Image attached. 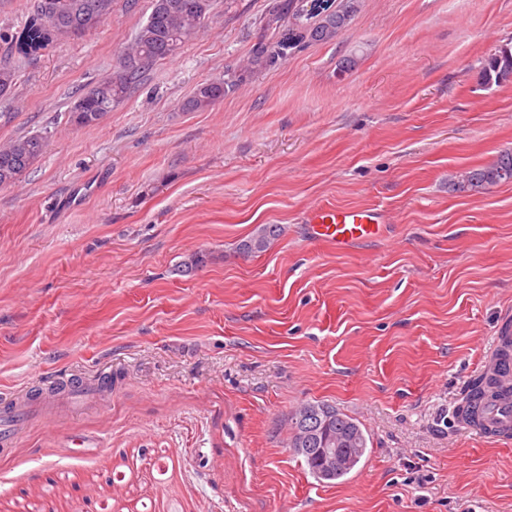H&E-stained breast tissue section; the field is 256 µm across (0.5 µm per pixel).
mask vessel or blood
Returning <instances> with one entry per match:
<instances>
[{
    "instance_id": "vessel-or-blood-1",
    "label": "vessel or blood",
    "mask_w": 512,
    "mask_h": 512,
    "mask_svg": "<svg viewBox=\"0 0 512 512\" xmlns=\"http://www.w3.org/2000/svg\"><path fill=\"white\" fill-rule=\"evenodd\" d=\"M313 238L332 242L337 250L346 251L359 243L381 238L386 218L373 208L313 209L308 217ZM480 375L512 378V312L502 313L491 343L478 365ZM33 400L28 396L15 398L0 407V444L9 442L11 428L25 415ZM459 421L477 437L496 441L512 437V396L482 402L474 411L460 413Z\"/></svg>"
}]
</instances>
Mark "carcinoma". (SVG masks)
<instances>
[{"instance_id":"obj_1","label":"carcinoma","mask_w":512,"mask_h":512,"mask_svg":"<svg viewBox=\"0 0 512 512\" xmlns=\"http://www.w3.org/2000/svg\"><path fill=\"white\" fill-rule=\"evenodd\" d=\"M113 0H33V16L17 43V60L0 62V97L15 87L20 60L36 55L46 44L62 37L80 38L97 22L112 14ZM358 0H271L263 17L264 27L272 31L271 40L260 42L251 55V67L262 70L285 58L278 52L283 43L301 48L308 43H331L349 26L357 12ZM211 0H150L151 11L130 49L97 86L78 93L75 101L84 102V126L98 124L112 106L121 103L140 76L153 64L178 53L184 44L206 24ZM226 78L197 84L185 108L209 107L235 88L242 75L225 71ZM487 83L512 80V47L502 46L489 57L482 71ZM44 151L39 135L24 136L0 148V186L14 184ZM512 181V152L504 151L490 164L461 171L451 179L454 191L478 192L501 182ZM278 224H265L240 244L244 253H262L279 237ZM489 383L476 378L466 394L469 404L488 395ZM288 447L298 449L309 473L321 483L344 480L363 461L368 440L360 424L336 407L307 403L288 417ZM336 449V469L327 470L318 462L316 449Z\"/></svg>"}]
</instances>
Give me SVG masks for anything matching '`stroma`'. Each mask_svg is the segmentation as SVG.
<instances>
[{
	"label": "stroma",
	"mask_w": 512,
	"mask_h": 512,
	"mask_svg": "<svg viewBox=\"0 0 512 512\" xmlns=\"http://www.w3.org/2000/svg\"><path fill=\"white\" fill-rule=\"evenodd\" d=\"M267 5L213 0L97 125L70 122L75 94L150 0H114L0 98V144L48 142L0 187V399L112 376L108 396L31 410L0 512H512V442L455 414L512 309V182L448 186L512 150V82L482 79L512 0H358L335 42L186 110L247 59ZM317 207L382 210L387 236L336 251L307 235ZM262 224L283 232L242 253ZM318 402L370 438L339 484L287 446L289 413ZM242 76V74L237 75L236 71L227 70L224 73V79L197 84L191 97L187 100L185 108L187 110L203 109L224 99V94L228 90L234 89L242 81Z\"/></svg>",
	"instance_id": "1"
}]
</instances>
